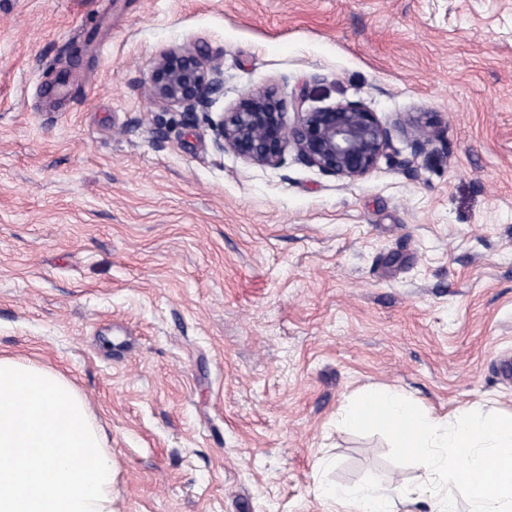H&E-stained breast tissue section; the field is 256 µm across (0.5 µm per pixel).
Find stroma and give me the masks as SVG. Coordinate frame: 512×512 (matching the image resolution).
Here are the masks:
<instances>
[{"label":"stroma","instance_id":"stroma-1","mask_svg":"<svg viewBox=\"0 0 512 512\" xmlns=\"http://www.w3.org/2000/svg\"><path fill=\"white\" fill-rule=\"evenodd\" d=\"M179 47L221 65L206 109L148 98ZM316 76L313 106L392 129L366 177L217 148L250 90ZM510 354L512 0H0V356L86 397L114 512H333L326 485L389 479L430 512L343 410L512 414Z\"/></svg>","mask_w":512,"mask_h":512}]
</instances>
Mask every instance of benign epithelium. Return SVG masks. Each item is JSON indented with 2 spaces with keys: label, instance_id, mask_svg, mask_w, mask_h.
<instances>
[{
  "label": "benign epithelium",
  "instance_id": "benign-epithelium-1",
  "mask_svg": "<svg viewBox=\"0 0 512 512\" xmlns=\"http://www.w3.org/2000/svg\"><path fill=\"white\" fill-rule=\"evenodd\" d=\"M318 81L315 77L311 83H302L287 102L266 88L245 94L212 122L217 147L252 164L276 166L291 145L299 160L324 173L350 180L366 176L393 149L391 129L360 103L305 107L313 99L312 83ZM222 89L219 65L200 52L169 49L156 61L151 80L155 102L195 112L207 108ZM432 138L428 127H418L411 143L412 158L404 164L412 165Z\"/></svg>",
  "mask_w": 512,
  "mask_h": 512
}]
</instances>
